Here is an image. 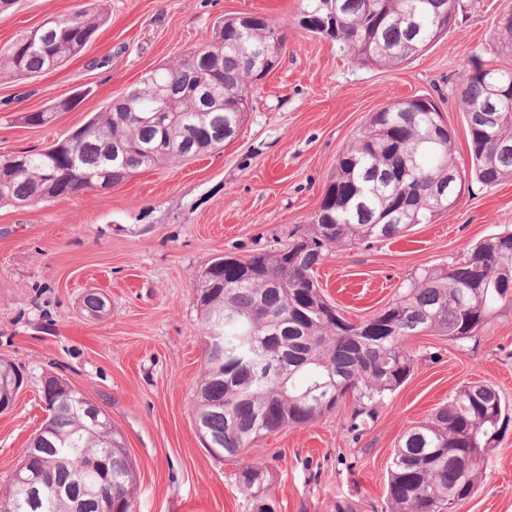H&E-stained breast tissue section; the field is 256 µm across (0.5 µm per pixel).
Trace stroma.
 <instances>
[{"mask_svg": "<svg viewBox=\"0 0 512 512\" xmlns=\"http://www.w3.org/2000/svg\"><path fill=\"white\" fill-rule=\"evenodd\" d=\"M90 3L106 22L81 55L34 79L0 82V154L65 139L145 73L213 44L224 16L274 19L287 40L224 148L134 174L105 193L0 205V359L27 376L0 413V485L45 421L42 378L51 373L104 408L124 435L135 512H252L237 482L246 463L268 470L277 512H388V469L409 428L470 382L489 383L512 406V303L472 338L410 337L413 372L365 424L349 397L255 443L243 460L219 461L191 419L203 368L192 285L216 257L243 259L303 234L339 155L371 113L394 101L433 99L460 171L469 170L459 80L476 65L512 69V51L497 37L512 0H459L453 31L394 68L357 64L342 44L303 29L301 0H14L0 11V51ZM78 93L84 102L53 124H22V114ZM506 230L512 179L492 188L469 182L454 207L404 237L331 248L316 279L346 317L365 320L422 269ZM91 291L108 301L102 318L83 307ZM458 512H512V418Z\"/></svg>", "mask_w": 512, "mask_h": 512, "instance_id": "stroma-1", "label": "stroma"}]
</instances>
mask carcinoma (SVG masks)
Returning <instances> with one entry per match:
<instances>
[{
	"label": "carcinoma",
	"instance_id": "obj_1",
	"mask_svg": "<svg viewBox=\"0 0 512 512\" xmlns=\"http://www.w3.org/2000/svg\"><path fill=\"white\" fill-rule=\"evenodd\" d=\"M299 24L337 41L361 65L398 67L450 33L456 0H302ZM101 23L97 11L48 21L0 54V79H30L78 56ZM285 46L272 19L231 16L218 40L156 68L94 113L70 138L44 150L0 155V203L34 204L115 186L132 174L214 152L231 142L250 110L253 83ZM75 96L25 113L45 126ZM460 110L470 140L471 178L486 187L512 179V69L465 73ZM506 144L508 148L498 149ZM464 175L447 124L413 97L372 113L338 157L309 230L287 246L251 256L245 279L218 257L193 284L204 371L193 421L216 459L240 456L290 425L310 423L349 394L371 415L409 377L407 339L436 332L460 341L479 332L512 298V232L478 242L447 267H431L367 320L350 321L322 293L315 272L342 243L386 240L430 224L458 201ZM446 187L438 200L432 189ZM26 374L0 360V406ZM64 380L42 382L47 422L25 451L24 479L0 491V512H132L136 472L122 433ZM504 408L491 385L469 383L431 420L410 428L391 459L390 512H453L471 498ZM253 512H275L267 471L239 473Z\"/></svg>",
	"mask_w": 512,
	"mask_h": 512
}]
</instances>
